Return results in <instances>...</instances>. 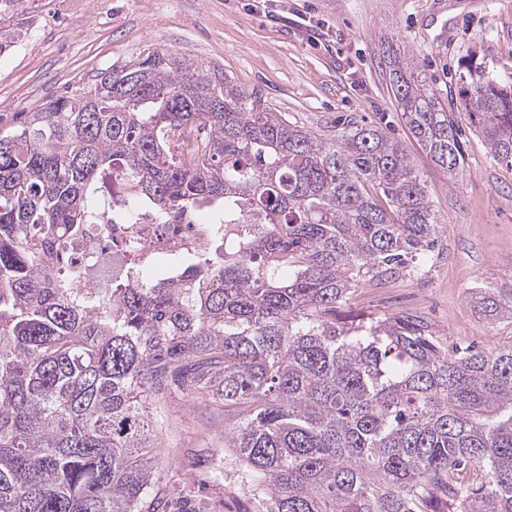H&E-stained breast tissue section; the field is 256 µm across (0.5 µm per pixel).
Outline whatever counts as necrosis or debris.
Returning <instances> with one entry per match:
<instances>
[{
  "label": "necrosis or debris",
  "mask_w": 512,
  "mask_h": 512,
  "mask_svg": "<svg viewBox=\"0 0 512 512\" xmlns=\"http://www.w3.org/2000/svg\"><path fill=\"white\" fill-rule=\"evenodd\" d=\"M223 235V228L202 223L195 213L173 224L96 225L83 235L62 234L56 244L84 266L81 287L95 288L102 265H111L113 273L128 278L138 272L137 259L157 261L174 254L193 256L209 252Z\"/></svg>",
  "instance_id": "necrosis-or-debris-1"
}]
</instances>
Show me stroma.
<instances>
[{
  "instance_id": "obj_1",
  "label": "stroma",
  "mask_w": 512,
  "mask_h": 512,
  "mask_svg": "<svg viewBox=\"0 0 512 512\" xmlns=\"http://www.w3.org/2000/svg\"><path fill=\"white\" fill-rule=\"evenodd\" d=\"M414 58L465 128L464 163L448 178L413 139L389 86L385 40ZM220 64L245 91L319 134L349 115L404 144L439 220L423 275L357 288L351 316L418 315L444 338L512 345V321L479 313L471 293L512 294V164L493 160L459 109L460 59L512 79V0H43L27 36L0 55V129L71 84L155 52ZM165 425L152 454L170 512H266L224 451V410L193 396L156 399ZM224 454V474L210 463Z\"/></svg>"
}]
</instances>
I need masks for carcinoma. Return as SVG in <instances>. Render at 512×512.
Listing matches in <instances>:
<instances>
[{"instance_id":"obj_1","label":"carcinoma","mask_w":512,"mask_h":512,"mask_svg":"<svg viewBox=\"0 0 512 512\" xmlns=\"http://www.w3.org/2000/svg\"><path fill=\"white\" fill-rule=\"evenodd\" d=\"M38 0H0V54ZM418 145L451 176L458 120L384 50ZM459 98L512 163V83L463 63ZM207 211L217 254H175L116 288L78 285L55 234ZM438 219L405 148L372 123L323 137L224 69L167 51L97 75L0 130V512H167L147 402L224 407V445L267 512H512V346L417 316L338 309L419 274ZM512 319V296L480 293Z\"/></svg>"}]
</instances>
